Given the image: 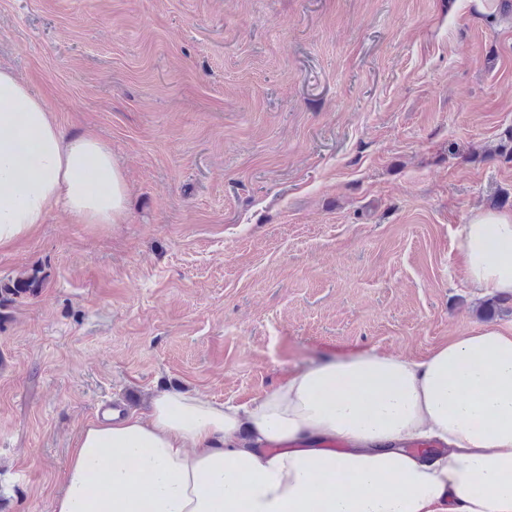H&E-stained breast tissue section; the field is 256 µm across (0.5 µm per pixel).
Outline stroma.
Listing matches in <instances>:
<instances>
[{"label": "stroma", "instance_id": "stroma-1", "mask_svg": "<svg viewBox=\"0 0 512 512\" xmlns=\"http://www.w3.org/2000/svg\"><path fill=\"white\" fill-rule=\"evenodd\" d=\"M0 68L128 188L0 250V512H50L104 403L486 323L457 229L512 197V0H0Z\"/></svg>", "mask_w": 512, "mask_h": 512}]
</instances>
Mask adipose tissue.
<instances>
[{
  "label": "adipose tissue",
  "mask_w": 512,
  "mask_h": 512,
  "mask_svg": "<svg viewBox=\"0 0 512 512\" xmlns=\"http://www.w3.org/2000/svg\"><path fill=\"white\" fill-rule=\"evenodd\" d=\"M126 202L111 147L64 135L0 70V249L55 210L120 223ZM457 235L468 288L512 295V213L476 212ZM409 440L437 449L417 456ZM51 512H512V327L479 326L419 361L374 349L312 361L237 401L159 391L80 431Z\"/></svg>",
  "instance_id": "adipose-tissue-1"
}]
</instances>
